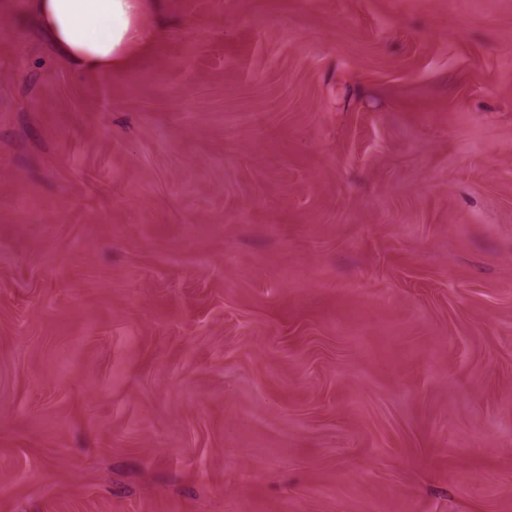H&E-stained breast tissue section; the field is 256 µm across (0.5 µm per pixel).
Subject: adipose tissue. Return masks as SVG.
Instances as JSON below:
<instances>
[{
  "instance_id": "1",
  "label": "adipose tissue",
  "mask_w": 512,
  "mask_h": 512,
  "mask_svg": "<svg viewBox=\"0 0 512 512\" xmlns=\"http://www.w3.org/2000/svg\"><path fill=\"white\" fill-rule=\"evenodd\" d=\"M158 0H29V21L54 53L79 71H108L157 30L143 16Z\"/></svg>"
}]
</instances>
